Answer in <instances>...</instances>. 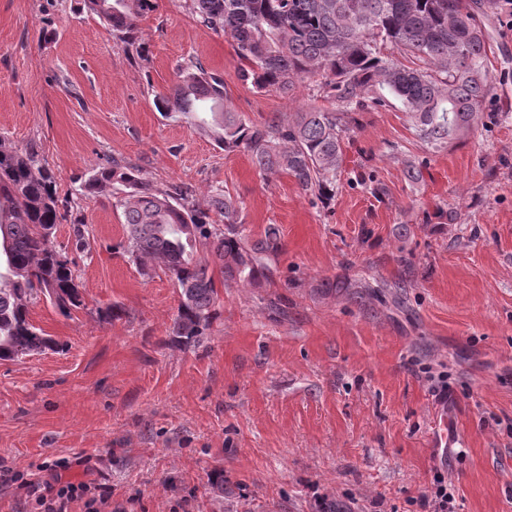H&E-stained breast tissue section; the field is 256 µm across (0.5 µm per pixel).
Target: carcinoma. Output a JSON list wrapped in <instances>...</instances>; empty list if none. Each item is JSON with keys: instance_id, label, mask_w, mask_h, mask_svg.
<instances>
[{"instance_id": "1", "label": "carcinoma", "mask_w": 512, "mask_h": 512, "mask_svg": "<svg viewBox=\"0 0 512 512\" xmlns=\"http://www.w3.org/2000/svg\"><path fill=\"white\" fill-rule=\"evenodd\" d=\"M496 2L187 0L199 23L232 39L244 64L241 77L254 88L286 96L296 79L318 73L337 107L253 123L226 104L223 78L199 63L179 69L155 106L224 150L247 152L260 171L287 173L326 204L336 192L342 141L368 105L397 100L419 138L435 148L473 130L490 90L483 17ZM87 3L124 47L147 56L136 20L152 11L153 0ZM79 191L115 198L126 229L124 254L144 273L159 269L174 283L178 307L169 335L180 344L199 343L217 317L215 275L226 287L260 288L274 278L272 261L283 249L279 228L269 224L260 237H249L236 200L220 188L202 205L189 188H156L114 159ZM62 218L51 170L35 152L0 138V361L55 346L29 321V305L43 289H55L50 304L65 317L87 308L74 261L53 241Z\"/></svg>"}]
</instances>
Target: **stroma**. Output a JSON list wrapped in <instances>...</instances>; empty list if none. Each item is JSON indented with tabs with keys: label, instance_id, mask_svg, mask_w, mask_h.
Returning a JSON list of instances; mask_svg holds the SVG:
<instances>
[{
	"label": "stroma",
	"instance_id": "35a3bbf8",
	"mask_svg": "<svg viewBox=\"0 0 512 512\" xmlns=\"http://www.w3.org/2000/svg\"><path fill=\"white\" fill-rule=\"evenodd\" d=\"M154 2L143 60L85 0H0V137L54 172V243L87 304L30 305L59 348L0 361V459L36 485L69 459L113 512H426L440 474L454 512H512V0L486 22L479 127L433 149L397 102L363 110L327 206L154 107L190 61L257 123L332 107L319 77L256 91L229 37ZM114 159L201 202L230 193L250 237L280 229L273 282L219 287L199 344L170 340L177 290L123 256L112 198L78 193ZM114 303L126 317L99 319Z\"/></svg>",
	"mask_w": 512,
	"mask_h": 512
}]
</instances>
